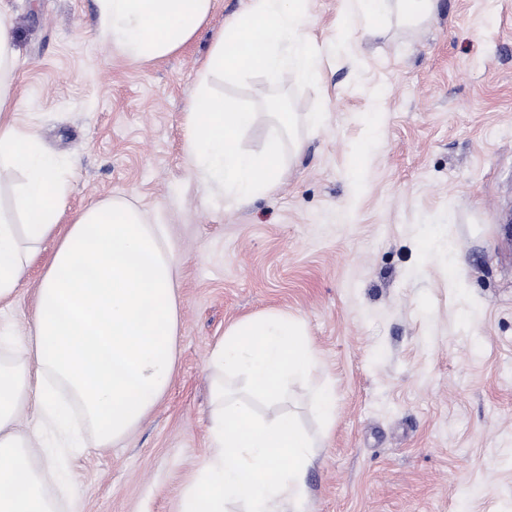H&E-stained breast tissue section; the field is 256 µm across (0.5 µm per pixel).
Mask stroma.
Instances as JSON below:
<instances>
[{
	"instance_id": "35a3bbf8",
	"label": "stroma",
	"mask_w": 512,
	"mask_h": 512,
	"mask_svg": "<svg viewBox=\"0 0 512 512\" xmlns=\"http://www.w3.org/2000/svg\"><path fill=\"white\" fill-rule=\"evenodd\" d=\"M17 27V126L74 160L67 214L123 193L164 224L180 265L174 379L124 441L71 459L60 512H180L209 452L206 361L246 316L303 320L333 391L318 427L305 384L263 408L321 442L309 512H512V0H436L425 22L343 29L347 0H306L322 57L321 126L251 203L206 190L185 154L203 62L251 0H215L195 39L156 62L121 56L94 0H0ZM362 159L366 182L351 171ZM450 243L461 285L449 287ZM46 241L0 322L23 331Z\"/></svg>"
}]
</instances>
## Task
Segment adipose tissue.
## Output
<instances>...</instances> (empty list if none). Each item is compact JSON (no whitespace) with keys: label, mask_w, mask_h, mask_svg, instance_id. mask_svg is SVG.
Here are the masks:
<instances>
[{"label":"adipose tissue","mask_w":512,"mask_h":512,"mask_svg":"<svg viewBox=\"0 0 512 512\" xmlns=\"http://www.w3.org/2000/svg\"><path fill=\"white\" fill-rule=\"evenodd\" d=\"M365 25L397 10L428 19L434 0H359ZM102 34L122 56L181 51L214 0H96ZM0 9V180L18 177L0 208V302L17 293L42 244L55 239L22 340L0 326V512H58L52 466L126 438L173 381L180 268L166 228L125 195L62 224L72 163L14 121L9 74L17 49Z\"/></svg>","instance_id":"ef3b65f1"}]
</instances>
